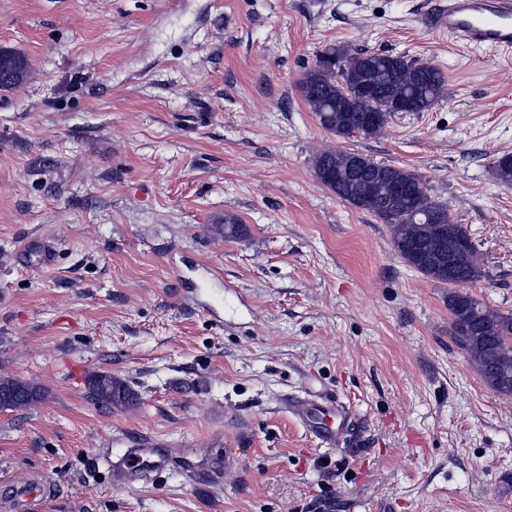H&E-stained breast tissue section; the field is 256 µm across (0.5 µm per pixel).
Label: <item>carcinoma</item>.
I'll return each instance as SVG.
<instances>
[{"instance_id":"carcinoma-1","label":"carcinoma","mask_w":512,"mask_h":512,"mask_svg":"<svg viewBox=\"0 0 512 512\" xmlns=\"http://www.w3.org/2000/svg\"><path fill=\"white\" fill-rule=\"evenodd\" d=\"M326 52L339 60L335 69L313 65L300 81L302 97L315 112L320 126L338 137L355 133L378 135L394 112H426L446 96V80L437 66L424 72L421 62L401 55L331 46ZM0 57L15 64L11 78L0 75V89L8 90L24 80L25 57L1 49ZM350 153L325 151L314 161V169L327 166L344 175ZM370 185L356 188L344 201L365 210L389 226L395 252L409 265L438 282H448V243L463 248V270L456 285L473 284L484 277L480 253L466 229L454 221L448 206L431 199L421 178L408 170L366 158ZM496 179L512 185V155L494 162ZM398 184L401 194L390 198L382 193L384 181ZM448 294L450 335L455 345L473 362L493 390L512 395V312L491 309L478 300L466 311ZM91 399L102 408L132 406L134 391L110 373L88 377ZM40 397L35 384L16 378L0 379V410L24 408Z\"/></svg>"}]
</instances>
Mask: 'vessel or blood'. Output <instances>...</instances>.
<instances>
[{
  "instance_id": "1",
  "label": "vessel or blood",
  "mask_w": 512,
  "mask_h": 512,
  "mask_svg": "<svg viewBox=\"0 0 512 512\" xmlns=\"http://www.w3.org/2000/svg\"><path fill=\"white\" fill-rule=\"evenodd\" d=\"M434 31L459 46L512 54V0H438L431 13ZM280 406L303 422L320 447H336L342 434L356 421V413L329 389L308 390L305 397L282 395ZM126 452L108 466L113 486L122 488L154 481L167 470L184 472L192 482L214 486L241 458L222 435H213L207 460L195 458L193 446L172 454L163 439L144 434L124 435Z\"/></svg>"
}]
</instances>
